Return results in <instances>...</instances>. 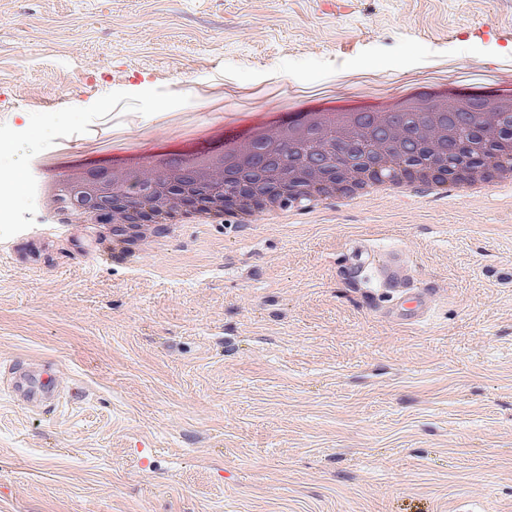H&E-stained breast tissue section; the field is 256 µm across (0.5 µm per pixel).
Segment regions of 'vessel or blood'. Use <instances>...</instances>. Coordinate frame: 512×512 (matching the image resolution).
I'll return each mask as SVG.
<instances>
[{
    "instance_id": "obj_1",
    "label": "vessel or blood",
    "mask_w": 512,
    "mask_h": 512,
    "mask_svg": "<svg viewBox=\"0 0 512 512\" xmlns=\"http://www.w3.org/2000/svg\"><path fill=\"white\" fill-rule=\"evenodd\" d=\"M351 254L352 262L347 269L351 280L363 279L370 273L376 276L381 287L398 293L400 312L396 319L399 323L414 325L425 320L428 312L425 293L423 290L407 287L398 254H378L362 245L354 246ZM0 388L39 415L47 416L56 410L57 380L48 367L42 366L34 370L28 363H13L9 368L8 380L0 379Z\"/></svg>"
}]
</instances>
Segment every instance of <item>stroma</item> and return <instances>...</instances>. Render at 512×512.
Wrapping results in <instances>:
<instances>
[{"instance_id": "1", "label": "stroma", "mask_w": 512, "mask_h": 512, "mask_svg": "<svg viewBox=\"0 0 512 512\" xmlns=\"http://www.w3.org/2000/svg\"><path fill=\"white\" fill-rule=\"evenodd\" d=\"M366 80L512 86V0H0L28 166ZM8 207L0 362L50 366L59 404L0 392V512H512V189L185 224L135 260L88 233L25 247L47 219ZM354 242L402 250L423 323L347 278Z\"/></svg>"}]
</instances>
